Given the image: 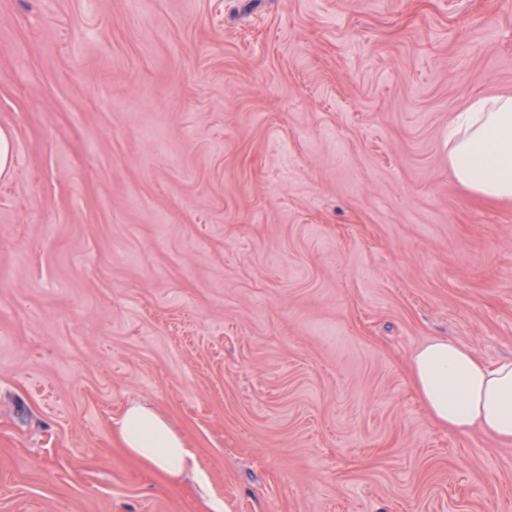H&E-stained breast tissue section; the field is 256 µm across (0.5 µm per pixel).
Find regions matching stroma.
<instances>
[{"instance_id": "obj_1", "label": "stroma", "mask_w": 512, "mask_h": 512, "mask_svg": "<svg viewBox=\"0 0 512 512\" xmlns=\"http://www.w3.org/2000/svg\"><path fill=\"white\" fill-rule=\"evenodd\" d=\"M499 94L512 0H0V512H512L409 368L512 358V202L448 168ZM124 448L165 474L179 477L191 466L193 456L183 439L155 411L132 405L114 423Z\"/></svg>"}]
</instances>
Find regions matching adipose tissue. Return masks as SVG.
Here are the masks:
<instances>
[{
	"instance_id": "obj_1",
	"label": "adipose tissue",
	"mask_w": 512,
	"mask_h": 512,
	"mask_svg": "<svg viewBox=\"0 0 512 512\" xmlns=\"http://www.w3.org/2000/svg\"><path fill=\"white\" fill-rule=\"evenodd\" d=\"M448 166L476 196L512 201V96L472 102L449 124ZM410 369L437 425L512 444V360L489 365L469 347L436 338L413 354ZM114 429L124 448L165 474L178 477L189 469V448L155 411L130 406Z\"/></svg>"
}]
</instances>
